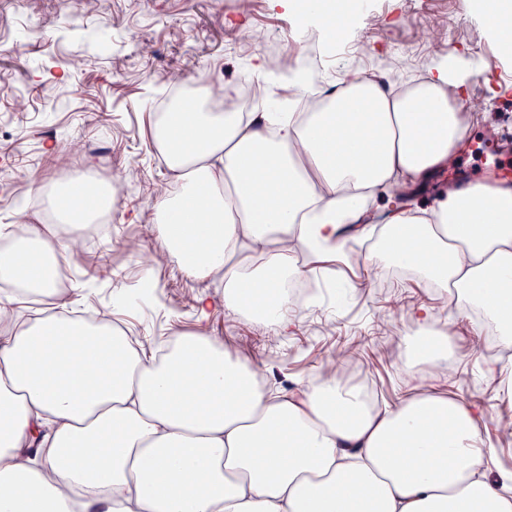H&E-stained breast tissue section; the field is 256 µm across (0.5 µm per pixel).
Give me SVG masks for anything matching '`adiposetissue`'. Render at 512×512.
<instances>
[{
    "label": "adipose tissue",
    "mask_w": 512,
    "mask_h": 512,
    "mask_svg": "<svg viewBox=\"0 0 512 512\" xmlns=\"http://www.w3.org/2000/svg\"><path fill=\"white\" fill-rule=\"evenodd\" d=\"M482 32L512 49V0H480ZM305 23L326 39L351 32L343 0H312ZM471 65L436 56L403 93L352 72L320 108L166 112L152 142L179 184L154 223L161 258L224 286V308L287 324L288 280L345 257L350 235L375 240L360 259L416 270L459 311L481 309L512 337V187L475 183L429 208L361 216L377 194L409 195L453 164L476 116L464 111ZM263 101L311 86L299 65H256ZM0 512H512V470L491 476L475 407L437 394L368 406L335 364L298 393H271L210 336L167 350L76 319L74 302L20 320L19 296L52 292L48 262L81 236L1 224ZM413 310L404 353L447 375V331Z\"/></svg>",
    "instance_id": "ef3b65f1"
}]
</instances>
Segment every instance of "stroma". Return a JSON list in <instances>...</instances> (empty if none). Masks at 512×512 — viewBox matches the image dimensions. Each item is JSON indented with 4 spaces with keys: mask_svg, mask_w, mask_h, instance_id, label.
Here are the masks:
<instances>
[{
    "mask_svg": "<svg viewBox=\"0 0 512 512\" xmlns=\"http://www.w3.org/2000/svg\"><path fill=\"white\" fill-rule=\"evenodd\" d=\"M456 27L448 51H467L484 66H495L502 81L512 80V60L479 33L472 0H364L352 36L355 55L336 52L318 40L325 86L344 71L370 74L376 67L398 75L421 68L433 55L437 26ZM298 24L291 12L271 0H0V216L27 197L30 215L52 211L63 186L57 172L85 162L95 175L105 167L120 175L122 202L105 232L69 260L70 287L81 311L106 312L113 324L153 344L179 333L214 336L254 364L265 384L280 392L299 391L329 357L353 347L356 366L377 388L378 400L393 403L420 392L464 400L480 412L482 437L494 460L512 468V438L501 426L512 421V355L498 354L502 336H491L490 318L458 317L455 303L436 298L420 275L384 277L365 273L347 259L314 266L325 280L330 302L290 308L287 329L244 319L212 305L200 312L205 284L188 279L171 261L157 265L152 299L136 291L143 258L158 247L151 218L155 192L175 181L151 148V122L169 95L172 76L215 77L225 84L247 81L255 58L273 57ZM483 77L470 86L479 121L468 131L476 138L504 127L512 117V94L492 97ZM474 181L512 186V170L479 166L468 148L444 176L426 183L406 208L421 206L453 187L462 171ZM368 280L348 288V280ZM434 307L438 321L453 329V368L437 379L400 360L403 335L418 305Z\"/></svg>",
    "mask_w": 512,
    "mask_h": 512,
    "instance_id": "1",
    "label": "stroma"
}]
</instances>
